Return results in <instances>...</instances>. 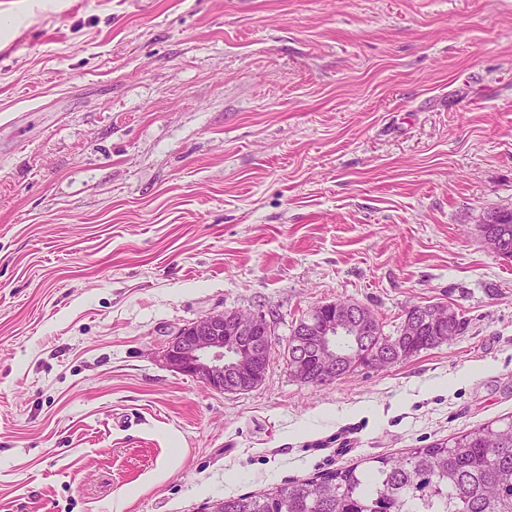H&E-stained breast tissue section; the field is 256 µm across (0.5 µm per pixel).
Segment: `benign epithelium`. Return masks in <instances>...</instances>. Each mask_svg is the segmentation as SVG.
I'll list each match as a JSON object with an SVG mask.
<instances>
[{"label": "benign epithelium", "mask_w": 512, "mask_h": 512, "mask_svg": "<svg viewBox=\"0 0 512 512\" xmlns=\"http://www.w3.org/2000/svg\"><path fill=\"white\" fill-rule=\"evenodd\" d=\"M321 326L317 353L321 370L318 379L336 378V353L357 337L348 335L350 321L359 311L348 304L320 309ZM274 323L262 314L211 313L178 331L162 351L165 365L178 373L200 380L225 394L254 388L262 380L260 366L274 349Z\"/></svg>", "instance_id": "7a95c632"}]
</instances>
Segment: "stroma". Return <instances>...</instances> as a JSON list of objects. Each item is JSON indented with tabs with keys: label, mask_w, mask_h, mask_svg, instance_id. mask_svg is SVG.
Returning <instances> with one entry per match:
<instances>
[{
	"label": "stroma",
	"mask_w": 512,
	"mask_h": 512,
	"mask_svg": "<svg viewBox=\"0 0 512 512\" xmlns=\"http://www.w3.org/2000/svg\"><path fill=\"white\" fill-rule=\"evenodd\" d=\"M512 0H0V512L207 502L512 415ZM452 342L324 385L317 305ZM274 317L262 382L161 354ZM480 232L484 239L491 237L495 241L502 242L507 253L502 258L512 259V211L492 215L485 224L480 225ZM435 305L445 306L439 304H426L412 309V311L415 309H419V311L421 312L419 315L417 311L413 312L414 316L418 315L416 318L418 327L417 331L413 336L409 335L406 332L404 333L405 337L402 340V346L405 351L404 356L401 360L410 358L424 349L436 347L444 343H449L455 338V336L461 334L462 331L465 330V322L463 321V319L461 317L459 318L455 310L448 306L446 307L451 312L443 307H434L432 309L434 321L443 322L445 320H448V316L450 315V313H452L453 316L456 318L455 321L449 324L448 322H445L442 325L439 323L433 324L432 322L427 321L426 314L428 312H424L422 309H429ZM414 316H405V323L407 324L408 322L413 320ZM306 325L309 327L310 324H307ZM297 327V330L300 329V333L302 334H308L309 332H311V328H308V327H300L298 325H295ZM295 326H293L292 330H291V333H290V336L288 337V345H287V354H288V357L291 358L292 360L294 358H299L301 356V350H302V357H301V361H300V370H301V375H302V378L299 377V376H295L297 379H299L301 382H304V383H322V382H317L315 380V376H316V373H317V363H316V358L314 356V352H313V337L314 336H299V331L295 332L294 331V328ZM312 334L311 335H314V332H311ZM293 341H297L300 343V347L299 349H297V346L299 345L297 342L294 343V346H291L289 349H288V346H289V343L293 342ZM309 378H313L314 380L313 381H310Z\"/></svg>",
	"instance_id": "stroma-1"
}]
</instances>
